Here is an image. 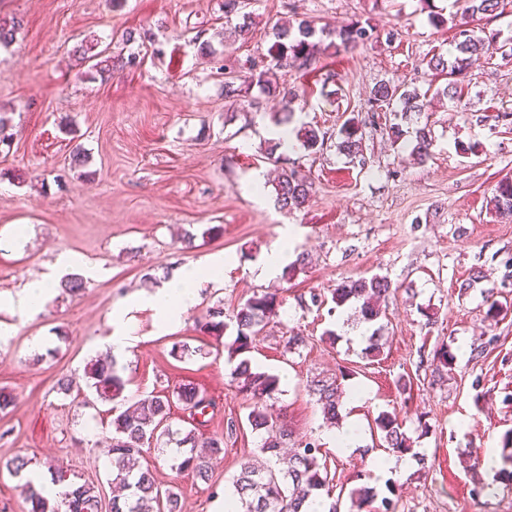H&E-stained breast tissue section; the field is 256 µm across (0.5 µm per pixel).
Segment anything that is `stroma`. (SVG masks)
<instances>
[{"label": "stroma", "mask_w": 512, "mask_h": 512, "mask_svg": "<svg viewBox=\"0 0 512 512\" xmlns=\"http://www.w3.org/2000/svg\"><path fill=\"white\" fill-rule=\"evenodd\" d=\"M420 8L419 0H248L252 28L226 46L224 0H0V18L20 25L15 41L0 47V110L13 131L0 143V391L14 398L0 413V512L29 509L27 474L8 472L18 456L48 477L62 468L68 484H94L111 501V406L90 397L84 369L107 352L118 308L132 339L117 362L127 400L191 385L214 402L211 421L199 428L224 437L209 481L178 471L165 449L145 457L158 482L179 493L182 512H217L264 433L249 425L251 402L230 377L224 342L235 326L218 341L196 322L218 303L232 317L256 290L276 293L282 305L249 357L279 376L275 408L295 437L319 440L326 430L307 380L346 371L370 393L366 403L342 408L365 435L361 449L330 453L334 486L352 488L363 475L379 493L394 489L397 512H512V488L477 462L500 452L512 430V308L488 320L480 289L462 295L456 288L479 267L497 300L512 304V221L487 208L496 182L512 173V56L494 54L469 71L464 105L437 104L422 115L436 141L426 163H410L382 123L365 128L364 161L339 153L331 140L320 152L300 148L274 163L266 148L282 102L226 103L223 70L194 42L210 41L245 71L272 44L275 22L367 23L373 40L338 58L320 56L302 80L306 104L296 122L335 131L366 118L379 80L427 88L424 54L452 50L454 41L451 29L428 25ZM128 31L145 37L132 45L139 66L85 77L76 47L103 48ZM77 147L87 161L74 169ZM295 162L310 173L311 200L284 214L267 173ZM210 226L218 234L203 236ZM187 232L195 236L190 249L181 243ZM283 236L290 256L308 253V264L260 277ZM207 257L223 258L224 272L220 281L201 280L199 302L179 324L161 328L151 307L133 303ZM73 274L85 283L76 294L60 287ZM374 274L389 276L398 291L384 304L386 344L371 360L353 310L335 308L331 296L343 281ZM42 277L54 281L50 296L38 314H22L16 295ZM314 292L323 307L312 305ZM426 308L436 312L434 324ZM289 330L307 338L298 352L284 348ZM177 342L196 355L174 356ZM440 342L454 362L444 385L433 387L430 363ZM402 375L410 394L396 388ZM62 378L71 380L69 391L60 390ZM383 411L399 416L425 459L390 485L367 462ZM231 419L239 422L232 434ZM422 420L429 434L419 433ZM480 481L488 488L473 495Z\"/></svg>", "instance_id": "1"}]
</instances>
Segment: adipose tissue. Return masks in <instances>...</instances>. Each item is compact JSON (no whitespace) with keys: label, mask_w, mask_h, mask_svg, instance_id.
Instances as JSON below:
<instances>
[{"label":"adipose tissue","mask_w":512,"mask_h":512,"mask_svg":"<svg viewBox=\"0 0 512 512\" xmlns=\"http://www.w3.org/2000/svg\"><path fill=\"white\" fill-rule=\"evenodd\" d=\"M223 266V261L215 258L204 264L192 262L183 265L164 288L146 296L144 302L155 310L162 326L173 325L180 320L183 313L197 304V285L202 273L207 271L215 276Z\"/></svg>","instance_id":"ef3b65f1"}]
</instances>
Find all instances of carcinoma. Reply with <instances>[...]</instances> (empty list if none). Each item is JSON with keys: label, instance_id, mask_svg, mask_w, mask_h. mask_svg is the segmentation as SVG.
<instances>
[{"label": "carcinoma", "instance_id": "1", "mask_svg": "<svg viewBox=\"0 0 512 512\" xmlns=\"http://www.w3.org/2000/svg\"><path fill=\"white\" fill-rule=\"evenodd\" d=\"M422 10L427 12V22L434 28L448 24L456 28L455 51L446 54L431 51L422 62L435 75L445 77V83L420 91L415 86L395 85L390 81L375 84L370 90L372 119L380 113L393 115L389 124V138L392 143L403 141L407 131L403 124L420 119L434 101H448L460 104L464 97L462 82L464 75L480 62L483 54L490 50L506 52L508 42L497 43L496 35L481 36L483 29L479 21L503 13L509 0H466L460 17L448 18L443 10L436 9L434 0H420ZM274 41L265 55L266 68L257 74L244 78L235 77L224 81V99L233 104L246 102L251 106L257 101L251 96L253 87H259L267 96L279 97L287 102L297 97L296 89L272 81L275 70H293L303 76L314 70L320 55L339 57L370 38L369 30L358 20L350 22L339 30L316 27L309 20H300L297 25L276 23L272 27ZM79 59L88 65V70L101 76L111 75L115 57L111 47L93 52L91 48L78 49ZM337 137V148L352 159L364 162L366 149L362 125L355 119L346 120L336 134L319 127L302 126L296 130L300 146L314 150ZM434 140L428 126L415 128L410 155L419 164L425 163L432 155ZM276 204L288 212L303 207L310 198L312 182L298 166L281 169L275 180ZM489 210L498 218H512V177L501 178L494 194L488 201ZM397 291L385 275L374 274L357 280L346 281L333 290L332 300L336 306L356 305L360 321L375 326L368 338L364 354L376 358L382 349L386 318L382 302ZM281 306L276 294L265 290L255 291L232 316L236 326L234 339L224 344L229 360H237L231 369L232 381L240 392L250 396L253 406L247 415L248 423L256 430H265L267 437L260 444L258 453L241 465L233 479V498L236 512H306L305 505L319 491L330 487L327 464L319 459L320 445L315 441H300L294 448L285 469H275L271 457L283 447L291 432L274 413L269 401L279 393L280 379L274 374L253 368L250 352L255 337L265 328L269 317ZM204 334L219 340L224 337L228 323L224 321L222 304L210 308L205 317L197 322ZM454 356L448 345L442 343L434 350L431 370V384L437 385L448 374ZM85 377L96 399L112 404V455L113 482L127 487L129 495L112 498L110 512H181L178 494L171 488H162L149 467L142 464L144 449L153 442L166 437L168 442L183 449L176 469L189 471L196 477L209 479V460L224 452V437L203 438L196 429L161 428L171 414L172 400L167 395H147L134 402H125L123 392L125 381L113 359L96 358L85 367ZM345 374L332 380L313 379L308 384L309 395L321 405L324 420L339 424L342 415L343 398L351 388L345 385ZM177 400L190 415L195 416L212 405L199 390L183 387L176 392ZM380 432L381 447L397 453L412 450V441L404 430L403 422L396 414L383 412L375 419ZM501 467L495 479L512 486V431L504 435L500 453ZM28 512H100L101 497L96 487L85 483L72 486L61 500L65 510L50 503L34 487H29ZM351 507L349 512H372L370 506L378 499L376 488L358 484L349 491Z\"/></svg>", "mask_w": 512, "mask_h": 512}]
</instances>
